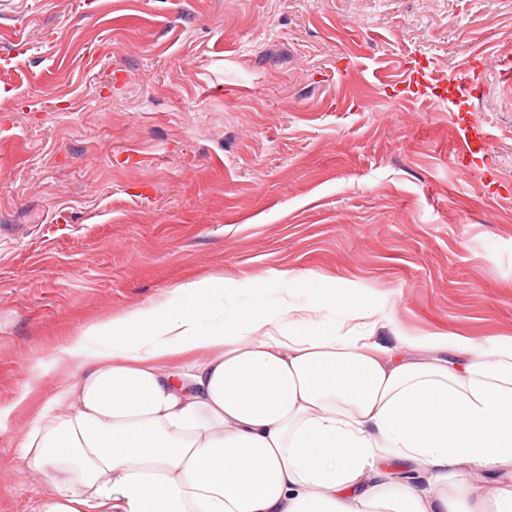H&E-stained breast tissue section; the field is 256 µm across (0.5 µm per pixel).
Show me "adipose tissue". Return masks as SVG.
I'll return each instance as SVG.
<instances>
[{
    "label": "adipose tissue",
    "instance_id": "obj_1",
    "mask_svg": "<svg viewBox=\"0 0 512 512\" xmlns=\"http://www.w3.org/2000/svg\"><path fill=\"white\" fill-rule=\"evenodd\" d=\"M259 289L181 283L54 350L68 378L21 444L48 477L33 512H512V338L384 345L383 309L327 283L218 303Z\"/></svg>",
    "mask_w": 512,
    "mask_h": 512
}]
</instances>
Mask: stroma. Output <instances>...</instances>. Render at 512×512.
I'll use <instances>...</instances> for the list:
<instances>
[{
	"instance_id": "stroma-1",
	"label": "stroma",
	"mask_w": 512,
	"mask_h": 512,
	"mask_svg": "<svg viewBox=\"0 0 512 512\" xmlns=\"http://www.w3.org/2000/svg\"><path fill=\"white\" fill-rule=\"evenodd\" d=\"M512 0H0V512L51 354L213 275L512 337ZM483 130L463 153L465 131Z\"/></svg>"
}]
</instances>
